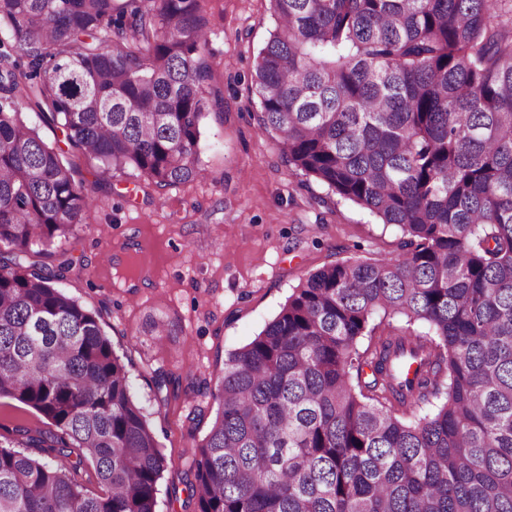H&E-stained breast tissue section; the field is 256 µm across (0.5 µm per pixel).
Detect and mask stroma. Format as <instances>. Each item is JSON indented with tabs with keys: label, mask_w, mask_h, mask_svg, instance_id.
Here are the masks:
<instances>
[{
	"label": "stroma",
	"mask_w": 512,
	"mask_h": 512,
	"mask_svg": "<svg viewBox=\"0 0 512 512\" xmlns=\"http://www.w3.org/2000/svg\"><path fill=\"white\" fill-rule=\"evenodd\" d=\"M212 85L224 93L223 119L207 115L203 178L171 188L115 175L98 180L93 163L67 148L94 198L74 236L44 262L73 265L62 288L99 323L126 366L168 465L157 512H184L195 442L217 405L204 387L227 353L251 342L295 287L317 269L402 252L397 226L330 195L288 167L259 129L251 87L258 50L274 26L269 0H206ZM172 331L154 336L152 322ZM179 385L177 398L158 376ZM202 415L190 419L189 414Z\"/></svg>",
	"instance_id": "1"
}]
</instances>
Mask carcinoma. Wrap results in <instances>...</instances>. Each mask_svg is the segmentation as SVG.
<instances>
[{"label":"carcinoma","mask_w":512,"mask_h":512,"mask_svg":"<svg viewBox=\"0 0 512 512\" xmlns=\"http://www.w3.org/2000/svg\"><path fill=\"white\" fill-rule=\"evenodd\" d=\"M204 2L0 0V399L41 416L0 424V512H157L166 460L125 365L58 287L70 262L36 261L93 198L25 108L100 174L201 177V121L224 116L221 89L203 95ZM503 2L270 0L260 129L406 241L310 274L228 353L186 481L194 512H512ZM377 320L404 325L359 352Z\"/></svg>","instance_id":"obj_1"}]
</instances>
